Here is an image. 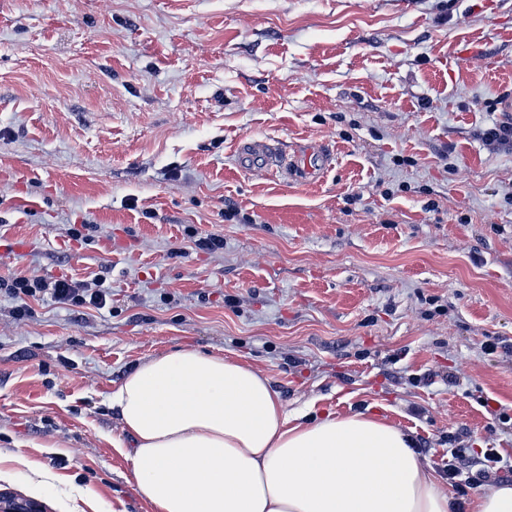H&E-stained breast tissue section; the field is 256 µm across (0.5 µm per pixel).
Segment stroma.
Returning a JSON list of instances; mask_svg holds the SVG:
<instances>
[{
  "instance_id": "stroma-1",
  "label": "stroma",
  "mask_w": 512,
  "mask_h": 512,
  "mask_svg": "<svg viewBox=\"0 0 512 512\" xmlns=\"http://www.w3.org/2000/svg\"><path fill=\"white\" fill-rule=\"evenodd\" d=\"M508 100L512 0H0V280L112 291L0 292V450L55 474L42 512L73 484L151 512L107 397L178 348L386 419L442 483L449 437L512 458ZM245 138L331 164L273 175ZM484 141L489 145L512 146V115H506L483 133ZM12 298L22 303L17 306L19 315L31 313V307L26 299L44 300L49 297L51 301L71 306H83L89 304L97 309H102L107 304L109 292L107 288H86L84 284L67 279L47 281L40 278H30L18 275L11 280L10 288H7Z\"/></svg>"
}]
</instances>
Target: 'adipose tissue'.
Wrapping results in <instances>:
<instances>
[{
  "instance_id": "obj_1",
  "label": "adipose tissue",
  "mask_w": 512,
  "mask_h": 512,
  "mask_svg": "<svg viewBox=\"0 0 512 512\" xmlns=\"http://www.w3.org/2000/svg\"><path fill=\"white\" fill-rule=\"evenodd\" d=\"M107 401L154 512H450L410 435L362 412H288L269 378L179 349L134 366Z\"/></svg>"
}]
</instances>
